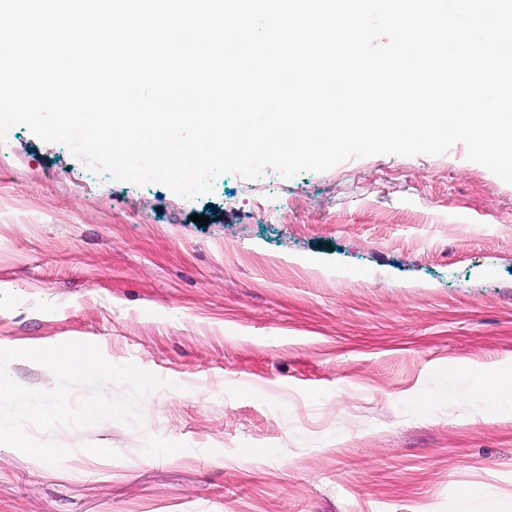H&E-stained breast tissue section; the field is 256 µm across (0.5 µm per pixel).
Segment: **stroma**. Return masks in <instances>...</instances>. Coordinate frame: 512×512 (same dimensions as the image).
<instances>
[{"instance_id": "35a3bbf8", "label": "stroma", "mask_w": 512, "mask_h": 512, "mask_svg": "<svg viewBox=\"0 0 512 512\" xmlns=\"http://www.w3.org/2000/svg\"><path fill=\"white\" fill-rule=\"evenodd\" d=\"M97 344L173 381L143 422L0 446V512H512V184L376 155L192 199L0 143V347ZM482 389L492 396L493 394L508 391L512 392V370H497L491 372L481 380Z\"/></svg>"}]
</instances>
